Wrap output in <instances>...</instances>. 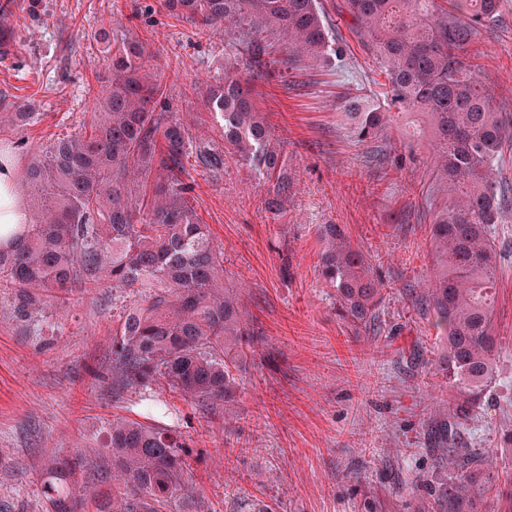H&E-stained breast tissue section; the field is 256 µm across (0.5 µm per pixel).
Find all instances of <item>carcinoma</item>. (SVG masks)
<instances>
[{"label": "carcinoma", "mask_w": 512, "mask_h": 512, "mask_svg": "<svg viewBox=\"0 0 512 512\" xmlns=\"http://www.w3.org/2000/svg\"><path fill=\"white\" fill-rule=\"evenodd\" d=\"M499 0H341L340 13L379 60L387 102L350 93L343 102L350 131L373 141L405 118L436 149L437 177L455 192L432 224L434 272L419 305L444 342L438 366L454 403L448 447L424 484L445 512H483L499 489L488 452L456 447L459 428L477 415L496 380L494 301L498 251L493 236L503 206L490 180L512 136V115L494 107L490 90L459 50L494 16ZM165 7L212 33L232 34L250 63L265 68L267 43L288 57L328 65L341 55L319 0H164ZM18 21L0 11V45ZM112 80L96 101L89 129L33 150L20 184L36 196L29 223L9 230L0 246V289L13 291L18 313L39 334L50 305L68 303L76 287L134 288L112 330V378L126 388H167L206 408L234 399L232 352L251 343L239 298L224 287V265L208 226L175 175L196 153L212 171L224 155L261 178L284 181L275 145L248 81L227 75L199 89L215 116L224 148L193 137L166 111L162 86L141 74L148 43L100 28ZM319 272L336 306L358 326L375 318L381 298L360 250L337 224L326 225ZM105 453L90 465L78 450L45 464L40 492L46 512H194L188 439L174 423L114 416Z\"/></svg>", "instance_id": "1"}]
</instances>
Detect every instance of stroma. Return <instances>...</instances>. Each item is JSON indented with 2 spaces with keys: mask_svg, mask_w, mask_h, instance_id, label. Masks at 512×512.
Masks as SVG:
<instances>
[{
  "mask_svg": "<svg viewBox=\"0 0 512 512\" xmlns=\"http://www.w3.org/2000/svg\"><path fill=\"white\" fill-rule=\"evenodd\" d=\"M341 0H321L343 50L330 66L305 61L251 73L254 101L286 157L288 195L225 158L206 169L190 155L178 177L224 260L250 319L224 412L157 392L191 438L199 512H440L418 487L436 463L439 429L452 404L435 365L441 345L416 304L432 272L430 226L448 203L435 180L428 141L407 147L405 130L360 143L341 117L350 92L381 93L380 67L340 19ZM21 28L0 57V94L36 113L35 124L0 123V146L25 165L30 148L78 133L95 106L94 78L106 72L98 28L123 27L146 40L147 72L172 112L202 141L219 138L195 93L221 80L231 46L170 13L163 0H9ZM464 55L512 114V0L479 25ZM344 228L382 286L370 328L339 315L319 272L323 225ZM499 294L495 322L498 380L466 448L497 455L512 482V203L495 226ZM43 335L30 333L14 300L0 293V512H42L38 480L49 459L104 452L103 425L141 418L144 394L115 384L112 286L73 293L48 307Z\"/></svg>",
  "mask_w": 512,
  "mask_h": 512,
  "instance_id": "1",
  "label": "stroma"
}]
</instances>
